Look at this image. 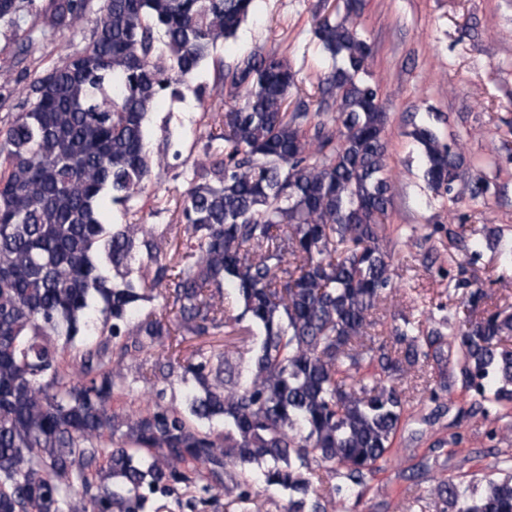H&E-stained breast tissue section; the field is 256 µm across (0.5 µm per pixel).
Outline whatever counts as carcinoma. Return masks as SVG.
Returning <instances> with one entry per match:
<instances>
[{
    "label": "carcinoma",
    "mask_w": 512,
    "mask_h": 512,
    "mask_svg": "<svg viewBox=\"0 0 512 512\" xmlns=\"http://www.w3.org/2000/svg\"><path fill=\"white\" fill-rule=\"evenodd\" d=\"M255 0H0V35L28 29L23 54L57 33L84 45L34 73L20 111L0 126V512H143L146 493L197 487L247 504L260 485L286 512H327L386 460L408 403L401 377L448 363L443 333L394 318L370 334L397 277L383 244L393 201L389 115L370 80L373 47L344 3L315 37L340 65L299 101L288 63L253 53L229 80L224 149L206 144L187 177L177 224H105L110 197L127 217L158 166L146 120L156 102L192 90L201 64L236 36ZM93 14L89 30L83 24ZM424 177L454 192L467 160L416 125ZM489 189L465 184L476 200ZM512 262L502 233L466 247ZM468 318L455 333L466 386L512 405V314L468 278ZM234 302L250 315L233 348L176 353L181 338L216 335ZM143 357L128 375V360ZM146 407L112 410L132 382ZM182 386L180 404L167 389ZM451 512H512V471L441 481Z\"/></svg>",
    "instance_id": "cac0c4a2"
}]
</instances>
